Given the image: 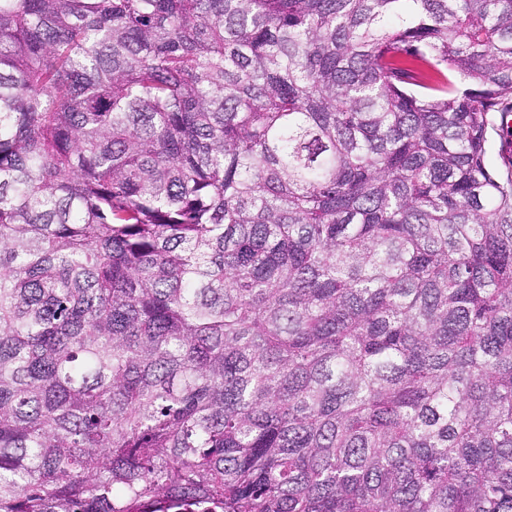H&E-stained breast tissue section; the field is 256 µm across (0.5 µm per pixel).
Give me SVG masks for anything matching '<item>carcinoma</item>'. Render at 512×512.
Returning a JSON list of instances; mask_svg holds the SVG:
<instances>
[{
    "label": "carcinoma",
    "mask_w": 512,
    "mask_h": 512,
    "mask_svg": "<svg viewBox=\"0 0 512 512\" xmlns=\"http://www.w3.org/2000/svg\"><path fill=\"white\" fill-rule=\"evenodd\" d=\"M512 0H0V512H512Z\"/></svg>",
    "instance_id": "carcinoma-1"
}]
</instances>
